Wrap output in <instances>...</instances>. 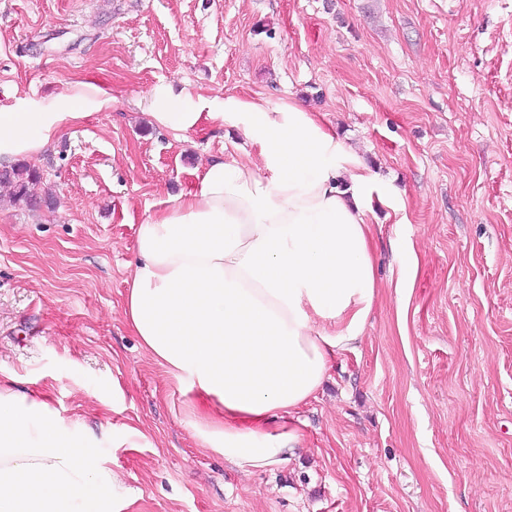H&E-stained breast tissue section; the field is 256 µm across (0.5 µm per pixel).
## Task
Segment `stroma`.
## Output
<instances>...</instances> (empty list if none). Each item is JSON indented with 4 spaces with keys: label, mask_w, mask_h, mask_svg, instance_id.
<instances>
[{
    "label": "stroma",
    "mask_w": 512,
    "mask_h": 512,
    "mask_svg": "<svg viewBox=\"0 0 512 512\" xmlns=\"http://www.w3.org/2000/svg\"><path fill=\"white\" fill-rule=\"evenodd\" d=\"M72 93L82 119L27 160L49 204L0 186V384L134 431L99 450L119 512H512V0H0V113ZM228 96L318 113L388 197L364 338L250 474L122 316L139 225L244 143L150 114Z\"/></svg>",
    "instance_id": "1"
}]
</instances>
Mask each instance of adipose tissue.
I'll return each mask as SVG.
<instances>
[{
	"instance_id": "obj_1",
	"label": "adipose tissue",
	"mask_w": 512,
	"mask_h": 512,
	"mask_svg": "<svg viewBox=\"0 0 512 512\" xmlns=\"http://www.w3.org/2000/svg\"><path fill=\"white\" fill-rule=\"evenodd\" d=\"M1 112L0 157L41 151L81 119ZM178 132L230 123L258 158L204 166L193 190L137 230L122 313L146 355L190 393L201 448L245 473L287 462L299 409L355 349L378 293L368 215L382 188L357 151L294 104L224 99L153 113ZM44 398L0 385V512H113L99 440Z\"/></svg>"
}]
</instances>
